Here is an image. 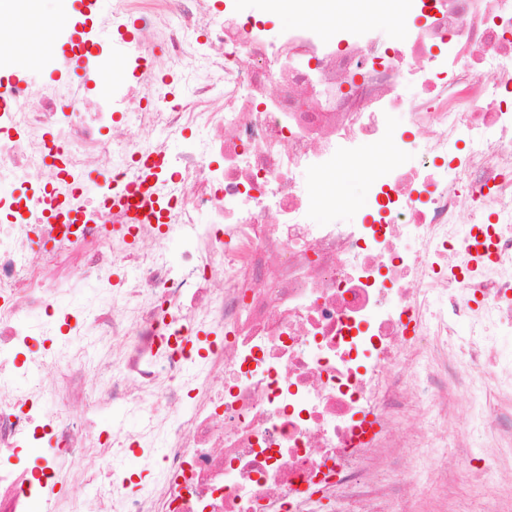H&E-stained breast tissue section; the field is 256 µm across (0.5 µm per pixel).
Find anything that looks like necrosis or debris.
Instances as JSON below:
<instances>
[{
    "instance_id": "1",
    "label": "necrosis or debris",
    "mask_w": 512,
    "mask_h": 512,
    "mask_svg": "<svg viewBox=\"0 0 512 512\" xmlns=\"http://www.w3.org/2000/svg\"><path fill=\"white\" fill-rule=\"evenodd\" d=\"M328 2L37 15L96 79L0 108V184L33 187L0 192V512H408L449 440L486 438L476 488L512 458V0ZM149 156L162 220L132 224L112 189ZM114 406L137 428L98 427Z\"/></svg>"
}]
</instances>
